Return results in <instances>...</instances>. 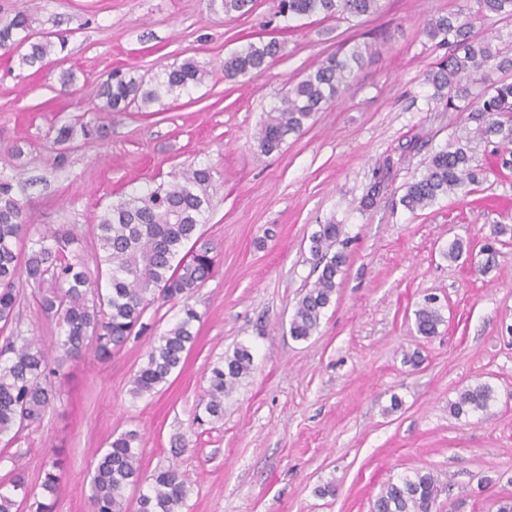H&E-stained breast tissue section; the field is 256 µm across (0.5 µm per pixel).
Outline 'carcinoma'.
<instances>
[{"label": "carcinoma", "mask_w": 512, "mask_h": 512, "mask_svg": "<svg viewBox=\"0 0 512 512\" xmlns=\"http://www.w3.org/2000/svg\"><path fill=\"white\" fill-rule=\"evenodd\" d=\"M253 0H209L210 9L226 15L247 13ZM381 0H281V16L290 21L312 15L350 21L369 16ZM476 9H459L427 21L424 33L439 46L453 47L447 60L426 73L424 83L430 101H444L453 112H467L476 128L434 152L420 174L404 186L400 205L414 212L439 198L467 192L479 183L472 166L470 143L474 137L512 145V81L485 84L489 69L512 71V56L499 45L512 46V29L474 32L476 23L495 25L512 18V0H474ZM30 7L23 5L0 17V49L15 51L19 66L42 68L53 51L66 49V39L36 40L31 33ZM281 51L280 42H249L224 58V78H256ZM367 48L354 44L344 53L321 60L289 88L278 105L265 113L256 141L262 154L280 150L290 135L301 134L314 115L338 100L362 63ZM207 71L192 59L146 80L112 73L102 84L98 109L121 112L140 103L149 106L165 97L187 94L202 83ZM107 137L103 126L83 121L64 124L57 141ZM209 166L189 168L168 183L130 193L107 206L97 216L95 237L98 261L90 269L82 260L78 233L65 226L51 228L30 239L21 256L17 243L27 233L28 217L16 198L22 187L17 175L0 173V327L15 323L19 314L20 288H33L37 309L55 321V350L61 352L51 365L49 351L33 336L14 330L0 345V439L14 440L29 426L41 422L59 399V382L65 361L93 353L108 362L131 339L134 330H144L143 318L157 302L182 304L173 326L153 338L145 360L134 373L130 393L150 396L169 382L181 367L196 339L197 311L188 303L191 293L212 273L215 260L205 247L190 241L207 223L211 209ZM339 224H320L311 236L318 276L300 298L289 323V334L306 340L319 329L325 310L336 294L337 278L347 256L333 250L339 243ZM444 322L439 307L428 299L415 311L417 332L438 334ZM254 370L251 346L236 344L210 368L204 412L214 420L224 417V397ZM494 400L487 384L463 389L448 403L455 417L486 412ZM141 437L134 429L112 434L108 448L98 457L90 486L92 512H126L125 492L140 488L136 512H180L191 491V482L179 467L170 465L143 477ZM63 460L55 457L43 469L40 488L44 496L58 491ZM13 491H0V512H20L29 491L24 478L11 479ZM441 492L440 480L431 471L416 469L389 480L371 504V512H433Z\"/></svg>", "instance_id": "obj_1"}]
</instances>
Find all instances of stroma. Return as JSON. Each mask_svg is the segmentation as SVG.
Listing matches in <instances>:
<instances>
[{
    "label": "stroma",
    "mask_w": 512,
    "mask_h": 512,
    "mask_svg": "<svg viewBox=\"0 0 512 512\" xmlns=\"http://www.w3.org/2000/svg\"><path fill=\"white\" fill-rule=\"evenodd\" d=\"M472 3L381 0L359 25L313 16L288 31L278 0L230 16L208 0H32L34 36L68 42L38 70L0 50V152L22 149L12 164L30 183L20 195L30 233L76 228L95 267L93 226L108 205L207 165L212 208L201 242L216 264L190 298L200 321L180 373L154 395L130 393L152 337L180 316L154 305L147 331L111 361L65 365L56 409L0 441V479L21 474L41 499L46 451L64 449L53 512H89L97 450L135 428L144 474L174 462L188 476L181 512H370L389 479L419 468L444 486L434 512H497L512 497L511 234L496 244L495 268L479 270L496 226H512V152L473 141L483 180L470 194L415 213L399 203L404 184L469 124L467 113L428 98L424 75L448 50L424 25ZM261 38L280 41L279 56L259 77L225 80V57ZM357 42L369 49L341 98L280 151L261 154L264 113L312 66ZM187 58L208 71L189 95L150 112L96 111L111 72L150 76ZM77 119L106 124L108 136L58 144V128ZM388 157L385 188L361 207ZM329 223L342 227L348 263L317 333L297 340L289 322L317 277L310 238ZM457 238L469 249L451 261L444 253ZM430 295L444 322L426 338L414 312ZM239 342L252 347L254 369L225 397L223 419L203 418L209 369ZM477 384L494 390L489 410L452 416L449 402ZM327 484L332 494L319 495Z\"/></svg>",
    "instance_id": "stroma-1"
}]
</instances>
